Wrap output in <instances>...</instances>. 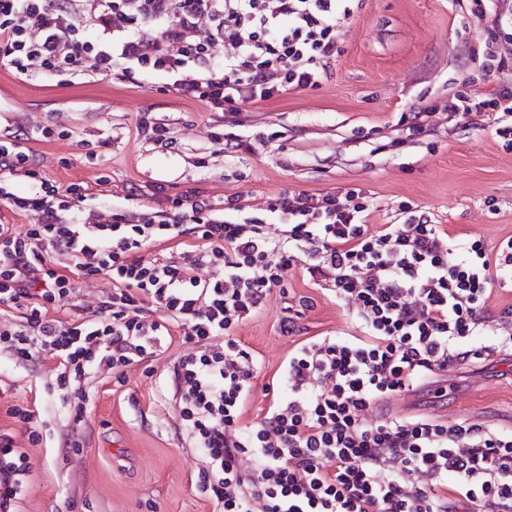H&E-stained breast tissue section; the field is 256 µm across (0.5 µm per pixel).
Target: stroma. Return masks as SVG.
I'll return each instance as SVG.
<instances>
[{"mask_svg": "<svg viewBox=\"0 0 512 512\" xmlns=\"http://www.w3.org/2000/svg\"><path fill=\"white\" fill-rule=\"evenodd\" d=\"M498 35L472 18L468 0H362L338 31L341 53L318 89L224 111L178 95L160 73L25 77L0 60V141L25 139L58 185L87 184L79 208L104 215L157 208V185L171 195L196 188L214 201L244 193L254 204L288 191L357 189L372 206L371 225L392 223L406 202L450 235L492 248L512 236V149L493 127L446 105L457 94L482 100L499 90L480 69L485 43ZM416 111L420 132L412 128ZM144 116L166 127L169 144L138 135ZM39 126L54 136L37 139ZM233 141L244 149L228 150ZM285 286L235 331L255 359L249 421L294 345L279 331L286 306L314 298L299 321L304 335L357 331L354 307L323 295L304 265L288 268ZM184 350L176 335L122 375L92 367L77 394L65 396L49 357L22 360L0 347V430L14 433L30 462L15 512H219L198 487L207 459L182 429L173 396ZM446 378L444 405L420 413L512 429V356L473 359ZM14 408L32 413L31 425L12 417ZM31 428L38 442H29ZM71 439L77 447H68Z\"/></svg>", "mask_w": 512, "mask_h": 512, "instance_id": "obj_1", "label": "stroma"}]
</instances>
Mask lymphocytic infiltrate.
<instances>
[{
    "mask_svg": "<svg viewBox=\"0 0 512 512\" xmlns=\"http://www.w3.org/2000/svg\"><path fill=\"white\" fill-rule=\"evenodd\" d=\"M83 8L96 41L76 24ZM354 8L355 0H0V58L26 76L161 71L178 94L220 110L319 88ZM214 44L224 47L218 62ZM18 178L35 193H12ZM84 190L60 188L19 142L0 144V200L30 219L23 230L0 220V305L23 319L0 328V343L21 358L54 359L67 391L89 366L120 370L156 356L179 331L182 426L210 459L199 483L224 512H512V431L427 415L365 419L428 375L512 352V305L495 314L487 306L491 284L512 285V236L492 252L478 240L453 246L408 205L400 223L374 228L354 189L254 205L241 193L213 201L159 186V210L120 209L107 220L73 207ZM153 245L160 257L142 259ZM298 263L336 302L355 304L359 333L302 339L284 317L282 334L298 343L250 423L254 356L234 331ZM203 267L212 275L200 277ZM98 277L112 293L90 315L55 317L79 281ZM492 318V342L476 343ZM14 445L0 433V512H12L29 466Z\"/></svg>",
    "mask_w": 512,
    "mask_h": 512,
    "instance_id": "lymphocytic-infiltrate-1",
    "label": "lymphocytic infiltrate"
}]
</instances>
